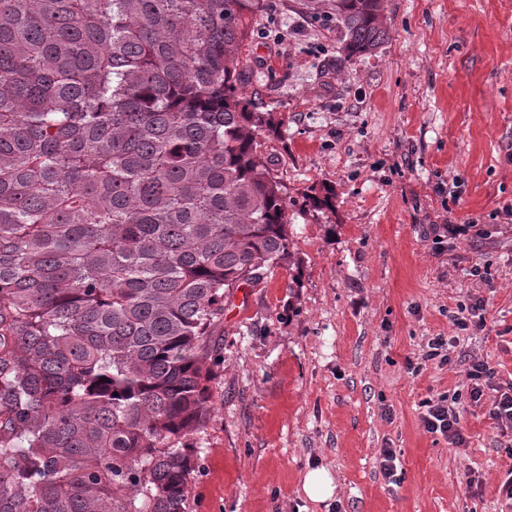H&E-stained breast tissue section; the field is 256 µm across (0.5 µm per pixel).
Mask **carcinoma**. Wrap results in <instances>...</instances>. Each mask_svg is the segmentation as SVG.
I'll list each match as a JSON object with an SVG mask.
<instances>
[{
    "label": "carcinoma",
    "mask_w": 512,
    "mask_h": 512,
    "mask_svg": "<svg viewBox=\"0 0 512 512\" xmlns=\"http://www.w3.org/2000/svg\"><path fill=\"white\" fill-rule=\"evenodd\" d=\"M262 2L0 0V512H190L224 299L292 260ZM336 23L350 63L384 0Z\"/></svg>",
    "instance_id": "cac0c4a2"
}]
</instances>
